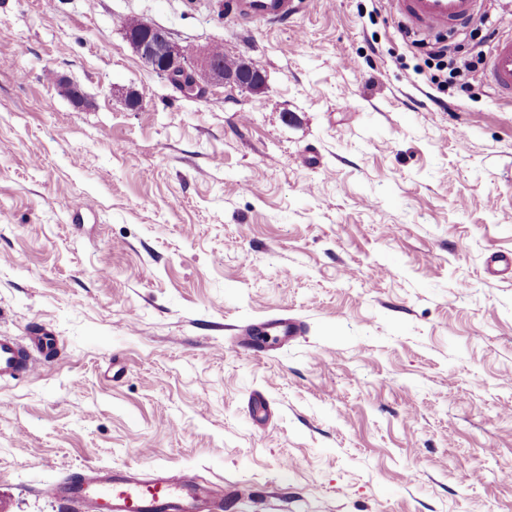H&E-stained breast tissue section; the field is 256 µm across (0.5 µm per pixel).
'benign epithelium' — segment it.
<instances>
[{"instance_id": "1", "label": "benign epithelium", "mask_w": 512, "mask_h": 512, "mask_svg": "<svg viewBox=\"0 0 512 512\" xmlns=\"http://www.w3.org/2000/svg\"><path fill=\"white\" fill-rule=\"evenodd\" d=\"M125 36L147 68L170 80L185 95L197 96L209 85L254 94L267 89L266 75L252 72L248 55H240L241 69L227 70L215 57L212 47L201 46L189 51L154 24L139 21L136 29L126 31Z\"/></svg>"}]
</instances>
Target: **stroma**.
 <instances>
[{"instance_id": "1", "label": "stroma", "mask_w": 512, "mask_h": 512, "mask_svg": "<svg viewBox=\"0 0 512 512\" xmlns=\"http://www.w3.org/2000/svg\"><path fill=\"white\" fill-rule=\"evenodd\" d=\"M127 18L267 90L183 97ZM399 22L0 0V333L58 339L0 381V512H71L43 489L89 466L241 488L224 512H512V103H435ZM280 315L300 334L239 347ZM300 332V325L288 316H279L261 322L244 325L238 329L239 345L243 350H254L259 353L268 349V336H296ZM255 336H263L255 341Z\"/></svg>"}]
</instances>
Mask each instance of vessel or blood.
<instances>
[{
    "label": "vessel or blood",
    "mask_w": 512,
    "mask_h": 512,
    "mask_svg": "<svg viewBox=\"0 0 512 512\" xmlns=\"http://www.w3.org/2000/svg\"><path fill=\"white\" fill-rule=\"evenodd\" d=\"M406 26L428 35L450 32L469 22L481 0H393ZM239 21L274 25L291 19L298 0H226ZM485 81L499 94L512 98V35L498 39L490 54ZM299 324L279 316L242 326L239 345L264 352L269 337L297 335ZM57 340L50 335L31 337L22 344L0 336V381L34 373L41 358L55 354ZM48 495L78 505L81 512H224L231 488L204 483L191 472L155 468H90L46 488Z\"/></svg>",
    "instance_id": "obj_1"
}]
</instances>
